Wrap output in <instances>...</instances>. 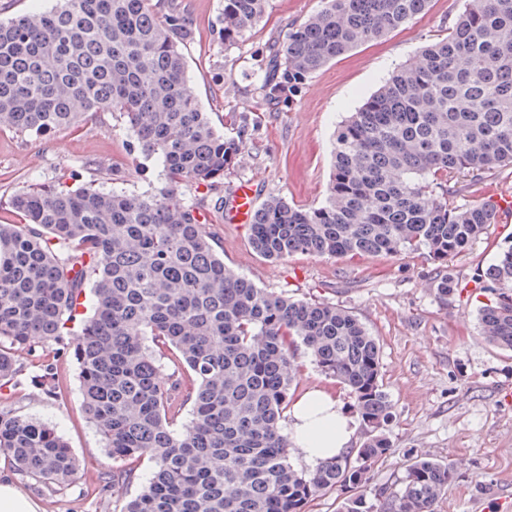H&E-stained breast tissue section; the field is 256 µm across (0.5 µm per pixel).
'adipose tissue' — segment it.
<instances>
[{"label": "adipose tissue", "mask_w": 512, "mask_h": 512, "mask_svg": "<svg viewBox=\"0 0 512 512\" xmlns=\"http://www.w3.org/2000/svg\"><path fill=\"white\" fill-rule=\"evenodd\" d=\"M296 445L311 463L330 459L345 450L354 434L352 419L336 400L322 391L306 392L291 409Z\"/></svg>", "instance_id": "obj_1"}]
</instances>
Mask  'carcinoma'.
I'll return each mask as SVG.
<instances>
[{
    "instance_id": "cac0c4a2",
    "label": "carcinoma",
    "mask_w": 512,
    "mask_h": 512,
    "mask_svg": "<svg viewBox=\"0 0 512 512\" xmlns=\"http://www.w3.org/2000/svg\"><path fill=\"white\" fill-rule=\"evenodd\" d=\"M430 0H320L258 66L261 99L291 101L326 64L423 13ZM269 0H224V43L262 21ZM179 13L150 0H57L0 21V131L43 135L116 112L140 151L160 159L153 194L64 183L11 196L21 224H0V381L15 373L4 342L61 340L79 321L75 358L83 407L108 454L148 459V482L120 512H306L336 491L342 512H435L461 464L420 458L401 483L367 501L372 466L391 453L393 414L377 338L329 302L259 288L224 265L185 183L224 178L237 145L211 125L188 86ZM327 197L300 208L272 198L256 209L253 248L268 259L397 255L442 262L497 223L495 204H459L464 178L512 166V0H464L446 36L424 45L339 126ZM458 188L451 190L448 184ZM494 298L481 335L512 351V245L480 274ZM91 290L93 311L75 313ZM446 304L457 281L434 282ZM170 349L195 386L165 378ZM303 349L354 399L361 447L311 469L295 467L283 421ZM191 420L176 427L183 405ZM0 452L51 483L78 463L33 418L0 411Z\"/></svg>"
}]
</instances>
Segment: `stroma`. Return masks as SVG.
Instances as JSON below:
<instances>
[{"instance_id":"stroma-1","label":"stroma","mask_w":512,"mask_h":512,"mask_svg":"<svg viewBox=\"0 0 512 512\" xmlns=\"http://www.w3.org/2000/svg\"><path fill=\"white\" fill-rule=\"evenodd\" d=\"M159 14L175 9L190 22L186 45L190 86L212 124L235 140L238 152L214 183L184 184L179 201L198 206L205 232L225 265L257 286L296 299L335 303L356 315L380 343L382 379L393 407L387 436L390 455L370 472V488L395 487L411 462L454 458L462 474L437 505V512H502L512 503V351L481 336L476 312L490 290L473 277L494 263L512 243V210L471 249L448 262L427 253L396 256H316L293 253L278 260L258 254L249 227L224 221V199L241 182L259 183L260 200L282 198L308 208L327 195L333 143L343 120L420 47L445 34L462 0H430L423 15L387 36L359 46L323 67L292 106L265 105L254 76L255 62L274 41L303 22L319 0H269L265 17L233 46L220 33L224 0H151ZM65 182L109 191L150 194L164 182L162 164L135 149L118 115L91 112L76 126L44 136L0 131V224L21 218L7 205L15 192ZM466 199L512 197V166L464 183ZM451 274L460 288L448 303L433 289L439 274ZM17 373L0 385V409L52 426L79 463L75 480L46 483L0 459V480L37 501L40 512H119L151 476L141 461L130 484L116 485L113 473L130 467L108 456L86 418L75 359V341L36 339L15 349ZM289 387L290 400L319 389L331 394L347 415L354 400L307 354Z\"/></svg>"}]
</instances>
